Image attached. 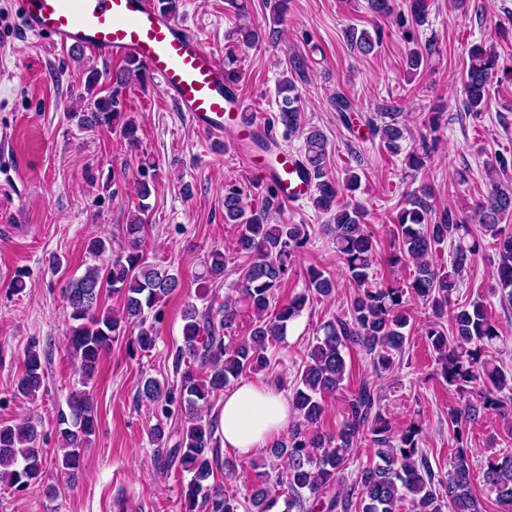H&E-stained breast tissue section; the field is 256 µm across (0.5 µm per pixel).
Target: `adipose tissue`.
<instances>
[{"instance_id": "1", "label": "adipose tissue", "mask_w": 512, "mask_h": 512, "mask_svg": "<svg viewBox=\"0 0 512 512\" xmlns=\"http://www.w3.org/2000/svg\"><path fill=\"white\" fill-rule=\"evenodd\" d=\"M289 417L288 399L277 384L244 381L225 392L219 431L225 447L249 457L279 436Z\"/></svg>"}]
</instances>
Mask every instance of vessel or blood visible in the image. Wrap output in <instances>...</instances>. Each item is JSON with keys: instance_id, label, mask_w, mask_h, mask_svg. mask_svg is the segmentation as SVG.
Masks as SVG:
<instances>
[{"instance_id": "b4317fda", "label": "vessel or blood", "mask_w": 512, "mask_h": 512, "mask_svg": "<svg viewBox=\"0 0 512 512\" xmlns=\"http://www.w3.org/2000/svg\"><path fill=\"white\" fill-rule=\"evenodd\" d=\"M26 33L48 36L55 47L81 48L105 62L134 59L160 82L176 111L215 143H229L253 155L256 139L272 132L257 120L243 119L238 91L224 82V61L207 49L158 0H12ZM261 180L275 185L283 204L309 196L313 181L299 154L286 150L274 165L261 166Z\"/></svg>"}]
</instances>
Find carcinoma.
Instances as JSON below:
<instances>
[{"label": "carcinoma", "mask_w": 512, "mask_h": 512, "mask_svg": "<svg viewBox=\"0 0 512 512\" xmlns=\"http://www.w3.org/2000/svg\"><path fill=\"white\" fill-rule=\"evenodd\" d=\"M408 12L394 6V0H368V8L381 16L395 17L407 41L416 40V28L427 20V0H409ZM282 0H274L272 24L263 29L239 28L235 34L247 44L259 41L277 44L284 31L280 28ZM381 40L380 31L369 32L354 27L347 31L351 49L366 56L374 52ZM435 48L427 44L424 50L407 55V69L423 67ZM288 71L278 85V113L272 123L284 127L288 135L304 136L302 158L314 181L313 206L330 215L323 225L332 237L336 253L344 264L345 275L357 288L347 314L325 321L308 347L296 377L289 404L296 421L288 436L273 439L269 457L286 460L285 476L275 480L286 486L282 512H399L407 500L412 512H481L479 500L471 487V457L467 435L471 424L488 414L498 415L512 423V386L505 372L488 359L489 349L501 340L499 325L488 315L480 299L450 308V296L461 274L483 251V238L476 236L465 219L452 209L435 216L428 203L413 194L408 206L396 216L397 246L390 262L410 268L408 281L399 287H373L369 284L370 270L377 258V240L365 224L366 213L357 203L337 202L343 192H354L359 178L350 173L345 181L334 179L328 172V143L324 133L301 126V97L294 76H303L307 68L304 56L295 54L288 59ZM500 70L499 56L491 45H475L463 76L464 103L468 111L479 112L490 90L491 81ZM225 79L236 84L240 79L237 58L233 50L224 54ZM145 67L132 60L109 74L92 67L82 73L88 91L86 111L72 117L83 128H120V133L132 148L139 142L138 126L120 111L119 96L123 89L142 83ZM112 80V91L100 95L101 79ZM371 134L379 138L384 149L398 155L405 128L395 117L380 124L368 121ZM439 129V115L433 114L424 124V132L405 155V169L416 176L431 158ZM155 164L141 163L138 196L143 201L154 186ZM277 195L267 187L264 204L246 210L243 190L235 184L224 190V222L237 226L235 252L247 258L239 282L240 292L253 312V325L248 335L225 341L226 334L237 324L236 305L227 300L201 312L188 303L182 312V346L176 352V372L180 381L167 386L149 377L138 390V399L150 405L162 404V412L170 414L177 405L184 415L179 438L166 453L167 467L178 466L190 475L182 486L185 512L207 509L209 512H239L237 494L223 486L211 484L214 471L233 468L219 458L217 425L212 419L197 415L198 402L210 397L247 374H257L271 366L269 348L284 340L288 326L304 311L307 304L336 293V281L316 266L306 270L307 291L291 297L288 302L273 305L275 291L288 274L292 258L303 253L310 243L305 224H273L269 212ZM479 223L499 256L491 291L500 300L512 304V187L493 179L490 189L478 207ZM146 225L134 216L125 225L124 237L128 251L112 257L102 267L91 266L69 280L64 298L69 308L67 352L77 361L82 389L72 395L69 413L58 420L60 448L54 456V466L71 479L80 472L84 448L96 433L98 419L94 401L86 387L92 382L102 356L121 332L132 326L137 334L129 343L142 352L156 343L154 326L147 323L150 314L178 288V279L144 258L141 245ZM452 247L449 263L433 261L436 247L444 243ZM224 252L211 251L202 261L199 279L212 282L224 278ZM123 299L121 312L102 305L103 290ZM428 306L434 319L423 328L425 342L436 354L439 375L462 394V403L448 410L456 451L448 463L444 480L435 479L432 465L421 448L422 429L411 423L398 431L382 413L377 384L362 377L350 391L341 428L335 434L321 430L324 401L344 389L347 375L346 352L358 350L370 357L376 375L392 369L396 356L403 353L409 326L408 299ZM450 316L451 334H446L441 319ZM44 385V366L39 342L32 340L24 352V372L16 383V393L29 400L38 397ZM367 440L373 447L375 461L356 474L351 484L342 483V474L356 445ZM40 434L29 420L0 426V482L19 491L41 479L46 460L39 448ZM484 483L495 494L503 512H512V453L488 459L483 473ZM249 512H272L278 504L273 495L270 475L264 474L248 500Z\"/></svg>", "instance_id": "obj_1"}]
</instances>
